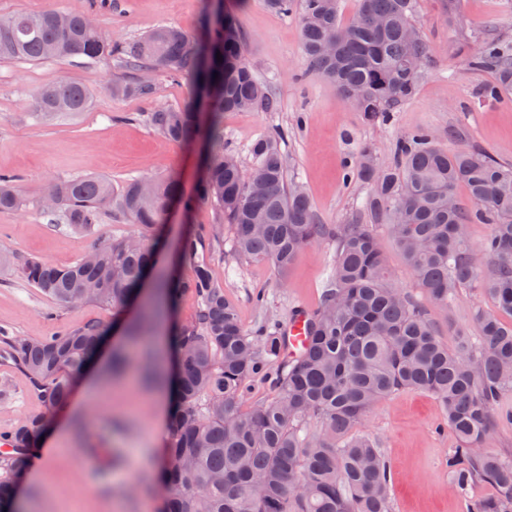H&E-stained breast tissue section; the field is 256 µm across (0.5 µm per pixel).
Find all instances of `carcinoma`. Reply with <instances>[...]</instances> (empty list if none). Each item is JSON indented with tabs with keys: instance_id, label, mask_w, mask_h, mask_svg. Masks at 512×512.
<instances>
[{
	"instance_id": "cac0c4a2",
	"label": "carcinoma",
	"mask_w": 512,
	"mask_h": 512,
	"mask_svg": "<svg viewBox=\"0 0 512 512\" xmlns=\"http://www.w3.org/2000/svg\"><path fill=\"white\" fill-rule=\"evenodd\" d=\"M412 11L413 0H361L357 16L344 24L338 0H300L310 69L362 112L395 110L414 96L427 54ZM68 17L65 26L52 8L0 17V60L116 54L140 70L192 75L198 87L211 89L216 114L278 109L244 62L229 14L221 26L207 16L197 40L161 26L116 46L98 23H89L95 14ZM211 46L222 48V60L213 53L203 67L200 57ZM469 65L494 74L483 97L512 93V47L482 40ZM109 91L145 101L150 126L168 139L191 140L199 131L193 102L160 104L153 85L138 78L114 82ZM89 104L81 84L64 80L45 84L35 98L37 112L49 119ZM281 141V133L258 137L245 173L224 152V139L210 136L196 202L210 205L215 221L182 240L187 277L156 278L170 301L184 295L197 301L193 319L178 331L177 410L161 471L169 493L165 512H392L390 465L358 427L379 401L403 389L427 391L440 401L457 440L445 461L454 488L492 489L467 512H512V457L483 451L499 402L512 393V326L477 309L478 336L459 331L456 347L448 349L427 311L393 283L377 234L380 227L396 243L432 302L446 307L471 288L512 315V168L479 150L450 153L433 136L416 132L396 141L391 166L361 152L364 222L321 224L302 186L288 178ZM16 182L0 173V211L22 206ZM151 182L149 193L140 179L117 190L100 176L56 184L43 210L61 215L71 229L87 231L113 211L139 225L141 235L99 243L90 263L59 267L27 259L18 265L22 278L60 304L124 308L140 295L145 275L157 272L150 232L165 222L167 201L181 198L177 181ZM459 185L467 190L465 202L456 197ZM471 224L493 226L476 248ZM226 227L236 253L268 260L283 276L307 246L336 240L335 266L299 356L284 354L279 323L247 331L214 279L211 258L224 249ZM477 252L486 259L483 267ZM103 336L100 325L87 323L42 339L10 337L5 353L25 369L44 406L55 409L69 400L71 380ZM256 380L267 383L272 396L245 412L244 393ZM310 420L319 426L313 435L306 429ZM45 426L42 416L32 415L5 436L13 452L0 458V512H15L20 466L37 452Z\"/></svg>"
}]
</instances>
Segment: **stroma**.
Segmentation results:
<instances>
[{
    "label": "stroma",
    "instance_id": "35a3bbf8",
    "mask_svg": "<svg viewBox=\"0 0 512 512\" xmlns=\"http://www.w3.org/2000/svg\"><path fill=\"white\" fill-rule=\"evenodd\" d=\"M218 0H119L101 12L99 23L113 41L136 39L160 25H175L198 37L204 15ZM240 28L245 60L256 76L269 83L279 102L275 112H224L199 115L201 125H215L224 149L249 168L251 143L261 134L282 132L281 144L291 175L304 184L323 224H349L367 186L356 159L370 149L378 164L393 160L397 139L418 130L430 132L448 152L475 148L512 166V95L487 100L480 88L491 83L487 71L470 68L477 38L461 34L447 19L441 0H414L413 20L428 47L415 96L387 115L357 110L334 85L309 70L302 51L297 17L267 8L265 0H219ZM461 11L478 33L512 45V0H461ZM120 58H84L29 62L0 61V172L18 175L23 205L0 212V251L15 262L39 259L68 266L103 240L137 234L126 218L103 215L91 231L73 232L60 216L41 210L40 199L56 183L97 175L119 186L135 178L175 179L184 197L196 195L202 175V139L176 143L156 133L144 118L146 103L115 98L108 91L118 79L136 77ZM66 80L91 94L86 111L63 114L50 122L36 114L34 96L47 82ZM210 205L190 211L174 209L152 236L164 254V270L178 266L181 238L213 222ZM395 284L424 305L443 341L455 346V329L475 331L472 314L495 311L494 301L463 289L448 306L429 300L417 285L402 255L389 238H381ZM336 254L325 238L308 247L279 276L265 260L238 256L232 248L215 253L214 277L250 331L272 322L287 323L296 307L320 304ZM264 292V305L254 296ZM192 296L176 305L160 304L157 322H145V335L172 336L194 316ZM132 311L119 312L87 302L63 305L31 287L14 265H0V333L41 338L88 322L99 323L112 345L127 343L123 325ZM105 409L91 417V402L74 388L69 403L57 409L52 424L68 429L63 453L38 473H25L19 495L28 512H162L167 493L158 482L160 458L153 448L154 399L145 387L115 386ZM44 407L22 367L0 351V435ZM439 402L429 393L403 390L379 402L362 425L376 439L391 466L393 512H466L471 498L488 494L478 486L458 493L451 485L445 459L456 445L443 429Z\"/></svg>",
    "mask_w": 512,
    "mask_h": 512
}]
</instances>
